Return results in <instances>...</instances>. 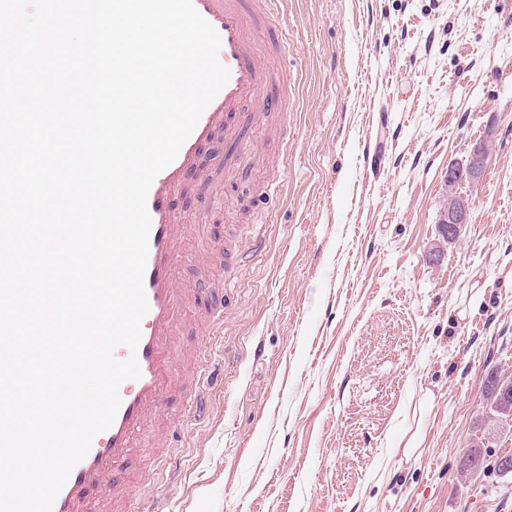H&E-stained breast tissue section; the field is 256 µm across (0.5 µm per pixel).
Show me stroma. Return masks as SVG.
Here are the masks:
<instances>
[{
    "label": "stroma",
    "mask_w": 512,
    "mask_h": 512,
    "mask_svg": "<svg viewBox=\"0 0 512 512\" xmlns=\"http://www.w3.org/2000/svg\"><path fill=\"white\" fill-rule=\"evenodd\" d=\"M280 128L256 127L253 171L216 172L217 197L180 201L216 251L223 341L188 315L182 351L215 371L207 410L174 426L134 494L157 512H512V477H464L473 444L512 452L487 377H512V0H288ZM287 139H280V131ZM469 221L441 243L445 176ZM280 186L277 197L263 185ZM484 170V154L481 150L474 151L466 165H451L448 167L446 183L448 188L456 187L458 184L474 183L482 175ZM463 173L460 176V173Z\"/></svg>",
    "instance_id": "obj_1"
}]
</instances>
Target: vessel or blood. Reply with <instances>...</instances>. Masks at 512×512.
I'll list each match as a JSON object with an SVG mask.
<instances>
[{
    "instance_id": "obj_1",
    "label": "vessel or blood",
    "mask_w": 512,
    "mask_h": 512,
    "mask_svg": "<svg viewBox=\"0 0 512 512\" xmlns=\"http://www.w3.org/2000/svg\"><path fill=\"white\" fill-rule=\"evenodd\" d=\"M282 0H193L195 9L217 31L227 84L202 113L175 160L154 179L147 197L151 219L144 290L148 310L141 321L136 352L116 350L117 359L136 356L140 376L123 381L118 389L119 411L110 428L92 441L86 456L72 469L56 496L52 512H149L129 487L117 484L115 472L139 447L150 418L160 408L178 409L198 417L206 410L200 389L184 386L178 371L176 339L189 303L201 300L186 286L182 269L186 248L196 227L177 209V199L188 188L210 185L208 145L224 136V163L248 165L247 139L251 127L241 110L256 101L261 117L270 120L288 109V86L262 61L261 48L279 55L288 40L275 16ZM203 312L210 338L224 334V290L213 288Z\"/></svg>"
}]
</instances>
